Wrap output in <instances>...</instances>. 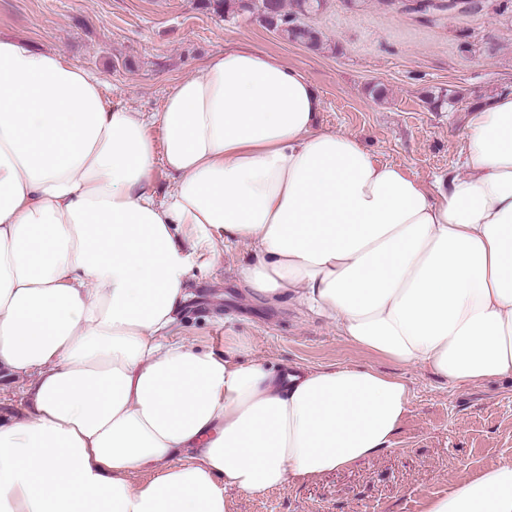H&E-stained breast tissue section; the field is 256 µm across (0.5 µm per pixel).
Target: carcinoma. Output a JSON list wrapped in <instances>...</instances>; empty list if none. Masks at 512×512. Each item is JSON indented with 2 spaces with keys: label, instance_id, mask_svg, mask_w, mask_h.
Wrapping results in <instances>:
<instances>
[{
  "label": "carcinoma",
  "instance_id": "1",
  "mask_svg": "<svg viewBox=\"0 0 512 512\" xmlns=\"http://www.w3.org/2000/svg\"><path fill=\"white\" fill-rule=\"evenodd\" d=\"M324 0H216L215 6L226 15L255 13L268 28L285 38L319 46L320 36L314 29L298 23L299 16L320 10Z\"/></svg>",
  "mask_w": 512,
  "mask_h": 512
}]
</instances>
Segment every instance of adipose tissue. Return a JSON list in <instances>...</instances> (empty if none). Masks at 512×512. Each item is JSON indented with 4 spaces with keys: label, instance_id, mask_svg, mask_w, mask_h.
<instances>
[{
    "label": "adipose tissue",
    "instance_id": "1",
    "mask_svg": "<svg viewBox=\"0 0 512 512\" xmlns=\"http://www.w3.org/2000/svg\"><path fill=\"white\" fill-rule=\"evenodd\" d=\"M103 88L0 38V370L31 379L27 416L0 422V512H225L226 489L390 451L403 378L177 338L190 267L230 241L254 252L238 286L256 302L295 299L454 383L512 375V94L473 110L463 173L427 187L317 128L309 79L253 47L209 57L158 112ZM424 512H512V459Z\"/></svg>",
    "mask_w": 512,
    "mask_h": 512
}]
</instances>
